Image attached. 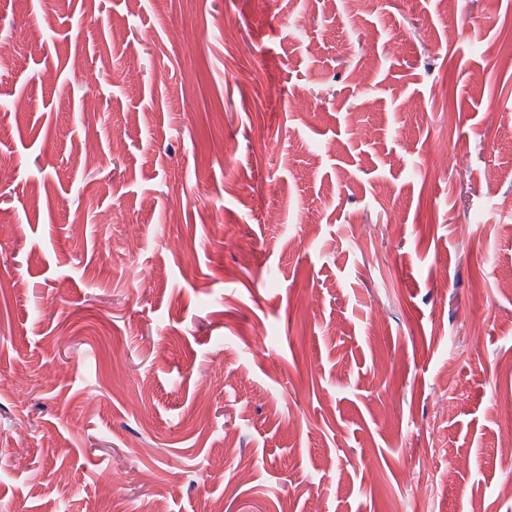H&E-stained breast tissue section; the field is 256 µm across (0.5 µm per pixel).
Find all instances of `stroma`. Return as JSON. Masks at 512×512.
Masks as SVG:
<instances>
[{
    "label": "stroma",
    "mask_w": 512,
    "mask_h": 512,
    "mask_svg": "<svg viewBox=\"0 0 512 512\" xmlns=\"http://www.w3.org/2000/svg\"><path fill=\"white\" fill-rule=\"evenodd\" d=\"M1 40L0 512H512V0H0Z\"/></svg>",
    "instance_id": "stroma-1"
}]
</instances>
